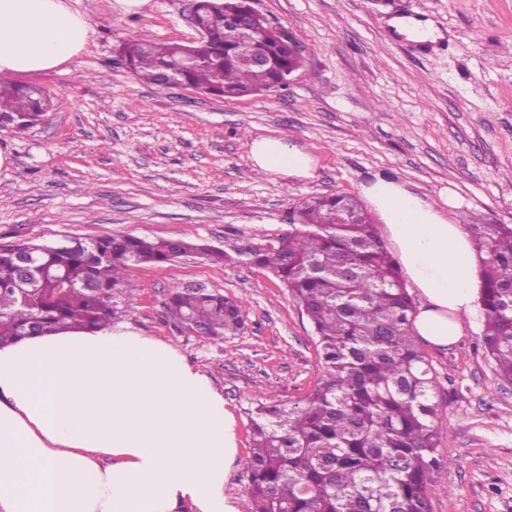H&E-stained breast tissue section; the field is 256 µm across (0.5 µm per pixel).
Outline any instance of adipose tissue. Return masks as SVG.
<instances>
[{"label": "adipose tissue", "mask_w": 512, "mask_h": 512, "mask_svg": "<svg viewBox=\"0 0 512 512\" xmlns=\"http://www.w3.org/2000/svg\"><path fill=\"white\" fill-rule=\"evenodd\" d=\"M90 32L68 0H0V74L59 68ZM261 172L308 175L277 138L251 143ZM362 193L420 303L413 330L443 349L480 307V257L462 225L399 181ZM238 448L224 397L170 344L122 325L0 347V512H238L225 492Z\"/></svg>", "instance_id": "obj_1"}]
</instances>
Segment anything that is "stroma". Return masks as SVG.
<instances>
[{
	"mask_svg": "<svg viewBox=\"0 0 512 512\" xmlns=\"http://www.w3.org/2000/svg\"><path fill=\"white\" fill-rule=\"evenodd\" d=\"M256 0L300 43L304 64L287 86L225 100L188 87L140 82L120 62L141 38L194 43L187 0H148L119 15L110 0H69L89 42L59 70L24 76L52 108L25 133L0 127V246L118 235L224 245L286 232L294 206L314 195L360 196L379 177L430 200L458 197L452 223L480 215L512 224V0ZM429 22L426 49L397 29ZM282 138L313 159L307 177L255 170L250 145ZM199 284L246 315L239 335L212 342L168 312V293ZM130 330L162 339L206 373L235 420L238 454L225 488L251 512V401L295 402L314 387L317 345L286 288L257 267L182 257L144 264L121 287ZM484 316L456 344L426 347L446 403L443 463L432 512H512V384L481 347Z\"/></svg>",
	"mask_w": 512,
	"mask_h": 512,
	"instance_id": "1",
	"label": "stroma"
}]
</instances>
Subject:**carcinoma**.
<instances>
[{"label": "carcinoma", "mask_w": 512, "mask_h": 512, "mask_svg": "<svg viewBox=\"0 0 512 512\" xmlns=\"http://www.w3.org/2000/svg\"><path fill=\"white\" fill-rule=\"evenodd\" d=\"M203 46L126 42L122 61L156 86L172 79L233 99L278 88L301 65L296 42L262 17L240 20L252 0H193ZM262 54L265 65L250 58ZM52 105L47 92L0 83V126L21 133ZM288 232L227 248L136 236L77 241L66 248L23 242L22 283L14 248L0 247V346L30 335L98 329L126 310L116 296L142 264L183 256L265 269L287 288L320 346V377L290 405L258 398L248 410L251 512H431V474L442 463L440 386L413 331L415 303L378 229L352 196L311 197ZM481 258V345L497 378L512 384V225L479 217L468 225ZM166 306L210 340L243 330L241 307L205 288H174Z\"/></svg>", "instance_id": "carcinoma-1"}]
</instances>
